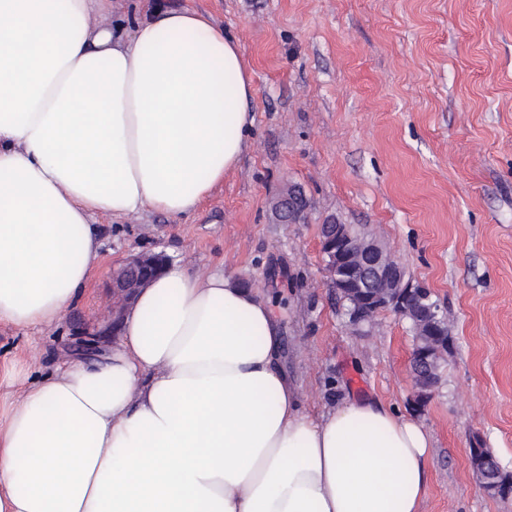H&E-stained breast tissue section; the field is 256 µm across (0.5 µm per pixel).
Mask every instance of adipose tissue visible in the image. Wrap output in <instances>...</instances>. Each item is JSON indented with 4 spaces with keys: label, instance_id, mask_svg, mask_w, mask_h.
Instances as JSON below:
<instances>
[{
    "label": "adipose tissue",
    "instance_id": "ef3b65f1",
    "mask_svg": "<svg viewBox=\"0 0 512 512\" xmlns=\"http://www.w3.org/2000/svg\"><path fill=\"white\" fill-rule=\"evenodd\" d=\"M0 0V324L57 322L100 217L191 213L250 146L238 40L191 9ZM268 304L167 267L100 360L0 402V512H421L431 439L397 411L304 414ZM135 3H140V1L112 0L108 21L112 24L113 28L117 26L129 27L140 16V11L134 9Z\"/></svg>",
    "mask_w": 512,
    "mask_h": 512
}]
</instances>
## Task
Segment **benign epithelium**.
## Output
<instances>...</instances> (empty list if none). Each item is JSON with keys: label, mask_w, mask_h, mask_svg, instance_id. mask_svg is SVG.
I'll use <instances>...</instances> for the list:
<instances>
[{"label": "benign epithelium", "mask_w": 512, "mask_h": 512, "mask_svg": "<svg viewBox=\"0 0 512 512\" xmlns=\"http://www.w3.org/2000/svg\"><path fill=\"white\" fill-rule=\"evenodd\" d=\"M320 248L327 257L326 271L338 287L355 288L362 294V301L349 312L350 322L355 326L372 322L384 310L403 316L407 301L414 295H424V290L405 280L404 270L390 250L372 237L352 235L345 224L327 221L320 235ZM168 263L163 252L138 253L128 258L112 276V295L122 302L121 307L112 311L107 327L82 333L79 345L91 349L100 343L99 337L111 335L125 308L150 283L154 271L162 270ZM428 366L427 360H421L412 372L415 403L420 407L438 387L435 378L426 374ZM470 457L481 489L503 496L512 493V480L501 471L492 449L472 448Z\"/></svg>", "instance_id": "7a95c632"}]
</instances>
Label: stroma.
<instances>
[{
  "mask_svg": "<svg viewBox=\"0 0 512 512\" xmlns=\"http://www.w3.org/2000/svg\"><path fill=\"white\" fill-rule=\"evenodd\" d=\"M205 13L240 43L255 116L239 168L179 218L103 221L102 266L59 321L0 326L13 384L64 360L112 305V273L162 251L189 273L238 276L280 328V367L304 413L379 402L429 432L422 512H512L486 494L470 451L492 449L512 474V0H164ZM296 187L294 224L272 203ZM376 234L407 279L430 291L453 349L423 411L413 405L407 320L348 325L319 251L327 219Z\"/></svg>",
  "mask_w": 512,
  "mask_h": 512,
  "instance_id": "35a3bbf8",
  "label": "stroma"
}]
</instances>
